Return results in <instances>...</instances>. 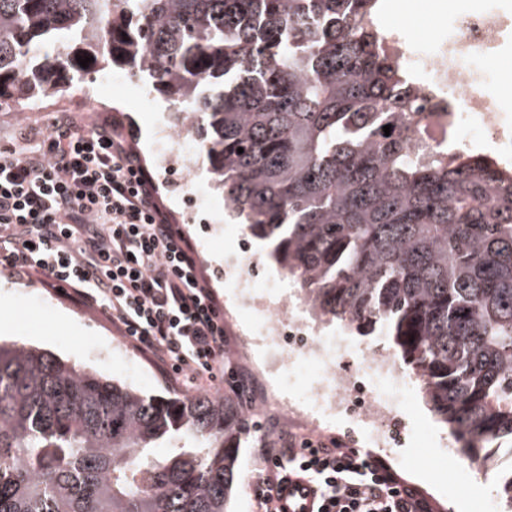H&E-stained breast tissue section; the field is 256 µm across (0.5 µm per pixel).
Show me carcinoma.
<instances>
[{
  "mask_svg": "<svg viewBox=\"0 0 512 512\" xmlns=\"http://www.w3.org/2000/svg\"><path fill=\"white\" fill-rule=\"evenodd\" d=\"M377 12L378 0H0V105L113 65L144 76L310 308L386 325L463 454L486 465L512 455V170L470 152L411 156L431 113ZM247 421L221 398L146 396L0 342V512H228Z\"/></svg>",
  "mask_w": 512,
  "mask_h": 512,
  "instance_id": "1",
  "label": "carcinoma"
}]
</instances>
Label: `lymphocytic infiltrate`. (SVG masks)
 Segmentation results:
<instances>
[{
  "label": "lymphocytic infiltrate",
  "instance_id": "obj_1",
  "mask_svg": "<svg viewBox=\"0 0 512 512\" xmlns=\"http://www.w3.org/2000/svg\"><path fill=\"white\" fill-rule=\"evenodd\" d=\"M0 265L98 309L169 379L203 388L224 373V311L121 126L65 116L36 150L0 149ZM281 441L262 451L259 512H279L288 473L311 484L316 512H430L371 454L294 433Z\"/></svg>",
  "mask_w": 512,
  "mask_h": 512
}]
</instances>
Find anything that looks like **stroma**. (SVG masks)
Instances as JSON below:
<instances>
[{"instance_id":"35a3bbf8","label":"stroma","mask_w":512,"mask_h":512,"mask_svg":"<svg viewBox=\"0 0 512 512\" xmlns=\"http://www.w3.org/2000/svg\"><path fill=\"white\" fill-rule=\"evenodd\" d=\"M494 8L512 15V0H382L380 28L399 33L422 45L453 28L466 13ZM127 69L92 76L74 77L62 92L43 100H27L0 107V146L18 143L20 132L33 130L44 137L54 130L55 119L74 115L83 121L110 120L131 135L144 164L152 171L158 193L172 223L191 239L212 291L224 309L228 338L249 333L238 313L239 290L224 277V261L237 253L240 239H248L251 254L266 277L281 273L272 260L268 241L252 237L238 217L225 211L224 196L210 187L205 156L192 158L195 179L205 188L203 203L185 212L186 189L177 172L163 169L159 156L163 145L157 136L161 127H176L177 115L159 93L145 100L119 101L91 96L92 87L127 76ZM323 334L340 335L355 345L377 346L393 359L410 388L396 407L394 427L382 443L373 442L362 426L348 416L319 419L318 437L340 440L346 447L371 453L406 483L416 487L435 512H512V503L501 492L499 468L477 469L460 452L461 444L451 429L439 422L423 398L419 382L391 337L382 330L360 336L336 320L320 318ZM0 340L50 351L113 382L147 395L189 397L190 392L173 386L162 371L131 341L121 336L96 309L78 304L47 287L38 276L22 277L0 266ZM284 423L277 407L251 414L241 441L229 512H257L255 487L262 468L260 449L276 438Z\"/></svg>"}]
</instances>
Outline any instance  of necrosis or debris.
<instances>
[{
	"label": "necrosis or debris",
	"instance_id": "necrosis-or-debris-1",
	"mask_svg": "<svg viewBox=\"0 0 512 512\" xmlns=\"http://www.w3.org/2000/svg\"><path fill=\"white\" fill-rule=\"evenodd\" d=\"M511 32L512 17L486 10L464 15L455 30L425 47L397 34L388 38L387 48L399 57L413 78V89L426 98L433 114L429 132L417 139L418 149L460 147L459 132L473 125L480 129L492 156L512 157V121L499 108L495 76L497 53ZM231 274L240 290L241 316L256 326L255 335L237 337L234 351L251 357L253 346L265 345V355L254 359L253 366L271 401L308 424L318 416L349 414L367 425L375 439H382L403 387L389 355L377 347L320 335L305 317V300H291L288 290L294 279L286 274L276 283L278 303L256 316L251 297L254 278L248 265L232 268ZM292 366L298 376L323 377L319 388L305 391L293 402L283 396L284 375Z\"/></svg>",
	"mask_w": 512,
	"mask_h": 512
}]
</instances>
